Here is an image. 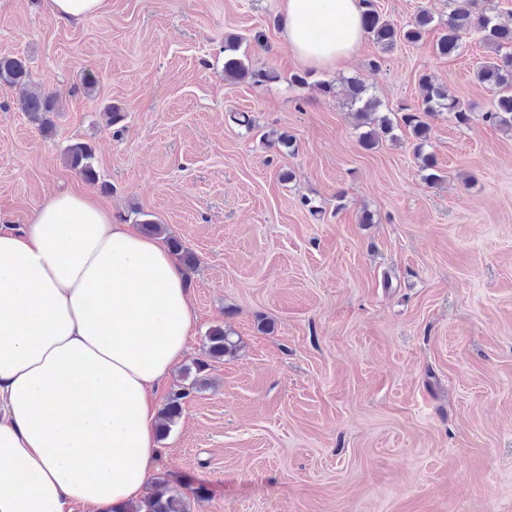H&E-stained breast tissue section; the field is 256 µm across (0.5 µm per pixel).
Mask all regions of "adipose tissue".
<instances>
[{"mask_svg":"<svg viewBox=\"0 0 512 512\" xmlns=\"http://www.w3.org/2000/svg\"><path fill=\"white\" fill-rule=\"evenodd\" d=\"M304 66L364 37L361 0H285ZM188 275L91 198H48L0 228V512H129L157 469L152 402L187 350Z\"/></svg>","mask_w":512,"mask_h":512,"instance_id":"1","label":"adipose tissue"}]
</instances>
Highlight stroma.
Instances as JSON below:
<instances>
[{"instance_id":"35a3bbf8","label":"stroma","mask_w":512,"mask_h":512,"mask_svg":"<svg viewBox=\"0 0 512 512\" xmlns=\"http://www.w3.org/2000/svg\"><path fill=\"white\" fill-rule=\"evenodd\" d=\"M282 6L111 0L68 25L43 0H0V56L26 58L63 101L44 133L0 86V220L22 229L79 190L194 254L196 321L159 398L207 384L157 438V476L190 512H512V132L481 117L487 51L475 34L449 58L433 31L386 53L367 37L298 85ZM230 38L277 80L227 76ZM423 74L477 111L433 122L432 185L407 131L364 149L341 97L318 87L360 77L395 113L418 105ZM107 103L123 121L106 125ZM75 141L91 145L96 182L63 164ZM217 327L241 348L210 361Z\"/></svg>"}]
</instances>
